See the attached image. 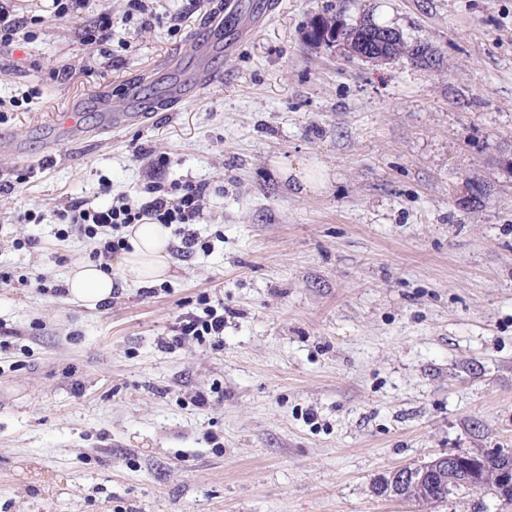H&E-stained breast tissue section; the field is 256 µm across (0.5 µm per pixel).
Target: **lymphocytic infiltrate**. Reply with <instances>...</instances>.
Segmentation results:
<instances>
[{
  "instance_id": "1",
  "label": "lymphocytic infiltrate",
  "mask_w": 512,
  "mask_h": 512,
  "mask_svg": "<svg viewBox=\"0 0 512 512\" xmlns=\"http://www.w3.org/2000/svg\"><path fill=\"white\" fill-rule=\"evenodd\" d=\"M101 190L112 195L109 206L93 208L82 202L70 203L65 208L70 224L56 231L57 238L62 240L74 231L94 240L89 257L98 262L100 268L110 269L113 255L124 249L123 229L146 220L173 227L178 239L176 250L182 257L209 251L208 241L195 230L207 207L208 183L184 181L167 185L153 180L146 186L147 200L140 202L113 196L108 184L102 185ZM223 336L224 314L208 304L201 312H187L178 317L172 342L176 345L187 341L203 343Z\"/></svg>"
}]
</instances>
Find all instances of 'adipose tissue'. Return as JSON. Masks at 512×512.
Instances as JSON below:
<instances>
[{
    "label": "adipose tissue",
    "mask_w": 512,
    "mask_h": 512,
    "mask_svg": "<svg viewBox=\"0 0 512 512\" xmlns=\"http://www.w3.org/2000/svg\"><path fill=\"white\" fill-rule=\"evenodd\" d=\"M282 182L288 183L293 193L322 194L332 183V170L320 158L279 159L275 163ZM130 248L117 258L120 279L92 262L74 263L67 276V288L74 300L96 306L110 302L117 284L142 285L158 283L169 275L171 257L169 247L171 230L160 224H134L127 229Z\"/></svg>",
    "instance_id": "1"
}]
</instances>
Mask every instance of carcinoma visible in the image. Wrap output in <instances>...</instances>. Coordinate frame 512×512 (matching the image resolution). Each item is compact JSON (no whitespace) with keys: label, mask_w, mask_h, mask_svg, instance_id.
<instances>
[{"label":"carcinoma","mask_w":512,"mask_h":512,"mask_svg":"<svg viewBox=\"0 0 512 512\" xmlns=\"http://www.w3.org/2000/svg\"><path fill=\"white\" fill-rule=\"evenodd\" d=\"M310 38L328 45L343 43L353 53L365 60H394L405 56L415 64L432 63V50L426 44L409 46L403 35L391 27L379 26L372 20H361L356 24L346 23L339 14L315 19ZM512 469V457H503L494 452L465 453L460 461L456 482H445L432 477L408 494V500L422 506L435 505L462 489H482L504 500L512 501V483H497L494 476L503 470Z\"/></svg>","instance_id":"carcinoma-1"}]
</instances>
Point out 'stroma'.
Returning <instances> with one entry per match:
<instances>
[{
	"instance_id": "obj_1",
	"label": "stroma",
	"mask_w": 512,
	"mask_h": 512,
	"mask_svg": "<svg viewBox=\"0 0 512 512\" xmlns=\"http://www.w3.org/2000/svg\"><path fill=\"white\" fill-rule=\"evenodd\" d=\"M224 2L157 0L144 29L101 0L112 38L83 46L91 9L16 0L39 22L0 49V133L19 146L0 152V512H512L480 490L430 508L372 489L410 463L512 449V0H282L180 111L101 119L97 94L123 110L194 68ZM381 7L433 65L308 35ZM69 107L84 132L46 162ZM309 155L332 170L324 195L271 167ZM154 173L209 183L210 252L108 305L71 300L59 287L94 244L55 237L62 208L109 204L103 182L144 198ZM470 180L487 193L467 208ZM27 208L38 225L18 223ZM203 298L224 305L221 344L162 348Z\"/></svg>"
}]
</instances>
